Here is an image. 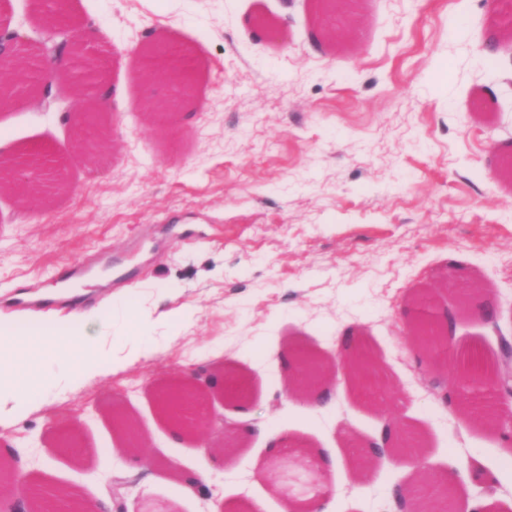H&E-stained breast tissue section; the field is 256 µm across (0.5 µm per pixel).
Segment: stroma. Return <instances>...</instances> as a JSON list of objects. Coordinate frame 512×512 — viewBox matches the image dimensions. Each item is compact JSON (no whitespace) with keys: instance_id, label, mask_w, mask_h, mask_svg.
Here are the masks:
<instances>
[{"instance_id":"obj_1","label":"stroma","mask_w":512,"mask_h":512,"mask_svg":"<svg viewBox=\"0 0 512 512\" xmlns=\"http://www.w3.org/2000/svg\"><path fill=\"white\" fill-rule=\"evenodd\" d=\"M74 31L96 54L110 89L107 143L74 145L78 99L60 101L68 69L35 84L43 46L64 41L37 17V0H0V31L32 58L22 105L0 110V160L45 144L62 160L65 192L40 208L0 194V323L45 331L73 310L112 301L89 326L105 348L146 349L118 370L33 389L26 416L0 429L19 472L106 499L114 512H385L390 487L416 475L451 476L475 501L512 512V432L463 417L444 371L407 332L416 289L437 291L453 318L449 344L491 362L512 343V43L485 0H348L341 39H320L318 0H74ZM177 44L198 72L195 102L156 122L142 103L172 94L138 75L142 45ZM53 97L43 108L30 88ZM96 267L68 279L86 258ZM481 280L497 317L461 309L448 281ZM156 321L132 332L127 311ZM193 309L169 327L164 314ZM366 340L381 362L378 406L344 377L330 407L286 393L290 347L335 355L343 336ZM102 347V348H103ZM244 376L233 399L211 385L210 417H247L248 441L216 428L173 440L156 396L177 378L207 382L225 362ZM120 399L149 461L125 455L107 410ZM399 417L426 441L416 465H367L353 477L354 443ZM79 432L61 453L55 435ZM232 443L226 454L211 443ZM335 468H328V459ZM276 463L257 474L255 461ZM207 475L183 495L168 467Z\"/></svg>"}]
</instances>
